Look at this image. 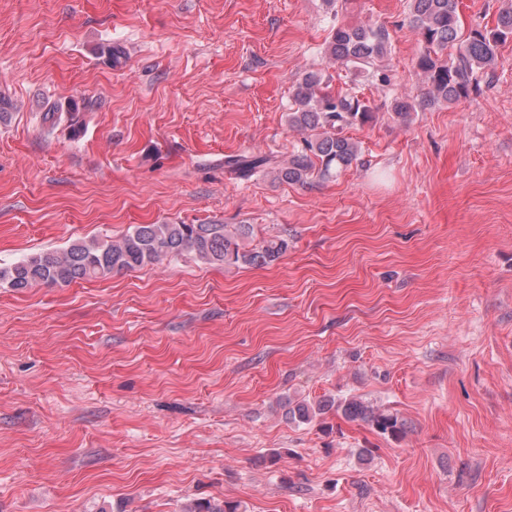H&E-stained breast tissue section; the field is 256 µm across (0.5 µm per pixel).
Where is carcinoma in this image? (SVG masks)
I'll return each mask as SVG.
<instances>
[{
	"instance_id": "1",
	"label": "carcinoma",
	"mask_w": 512,
	"mask_h": 512,
	"mask_svg": "<svg viewBox=\"0 0 512 512\" xmlns=\"http://www.w3.org/2000/svg\"><path fill=\"white\" fill-rule=\"evenodd\" d=\"M411 25L419 31L423 47L416 66L423 76L425 97L398 96L392 112L404 119L418 106L456 103L477 88L497 60L498 47L512 40V0L499 9L496 25H479L461 31L459 0H410ZM455 53L446 56L444 52ZM325 56L359 73H370L390 52L387 30L374 25L339 24L326 42ZM294 109L288 113L291 127L310 132L301 152L275 167L276 177L291 184L313 178L330 179L358 161V142L347 129L372 118V109L356 93L329 90L320 72H308L294 85ZM273 163V158L228 156L224 167L249 178ZM251 224H136L117 237L76 240L65 247L46 249L0 267V283L14 290L34 285L67 286L113 272L129 271L164 259L192 255L212 265H270L288 252V238L274 235L248 247ZM348 420L369 423L381 435L404 431V423L391 413L373 408L357 398L288 401V419L308 424L330 409ZM241 504L226 501L221 507L198 501L187 512H240Z\"/></svg>"
}]
</instances>
